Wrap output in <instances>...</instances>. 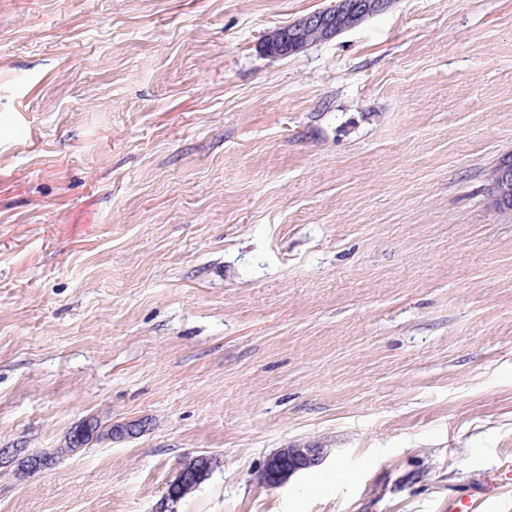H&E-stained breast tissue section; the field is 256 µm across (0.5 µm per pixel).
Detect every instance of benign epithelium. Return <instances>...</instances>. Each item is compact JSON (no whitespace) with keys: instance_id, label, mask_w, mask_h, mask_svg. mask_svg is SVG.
Segmentation results:
<instances>
[{"instance_id":"benign-epithelium-1","label":"benign epithelium","mask_w":512,"mask_h":512,"mask_svg":"<svg viewBox=\"0 0 512 512\" xmlns=\"http://www.w3.org/2000/svg\"><path fill=\"white\" fill-rule=\"evenodd\" d=\"M341 13L332 6L314 11L302 17L291 28L277 31L265 41L264 48L269 54L287 56L301 48V33L305 27L319 29L324 38L331 39L344 29H350L357 22L387 10L389 0H342ZM496 207L512 208V159L504 158L499 162V171L495 183L491 184ZM323 449L285 448L270 456L265 464V483L280 487L294 474L320 465L323 461Z\"/></svg>"}]
</instances>
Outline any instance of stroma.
<instances>
[{
    "label": "stroma",
    "mask_w": 512,
    "mask_h": 512,
    "mask_svg": "<svg viewBox=\"0 0 512 512\" xmlns=\"http://www.w3.org/2000/svg\"><path fill=\"white\" fill-rule=\"evenodd\" d=\"M334 2L0 0V512H512V0ZM341 13L336 15L338 0L332 7L314 11L302 17L291 28L278 30L264 43L268 54L287 56L301 48V33L304 27L319 29L325 38L331 39L344 29L355 27L358 20L378 15L387 10L389 0H341ZM339 9L341 4H339ZM499 171L495 183H491V191L498 209L512 208V159L503 158L499 162ZM83 421L77 424L69 433L68 440L66 442L65 448H53L51 451H41L33 453L34 456H40L46 458L50 461L52 465L56 458L67 455L79 448H82L88 445L91 441L95 439L97 441L101 437V422L96 419L92 423L93 433L95 434V438L91 439L88 434H81L79 432L80 427H82ZM323 448H285L270 456L263 470L265 483L280 487L294 474L320 465Z\"/></svg>",
    "instance_id": "stroma-1"
}]
</instances>
